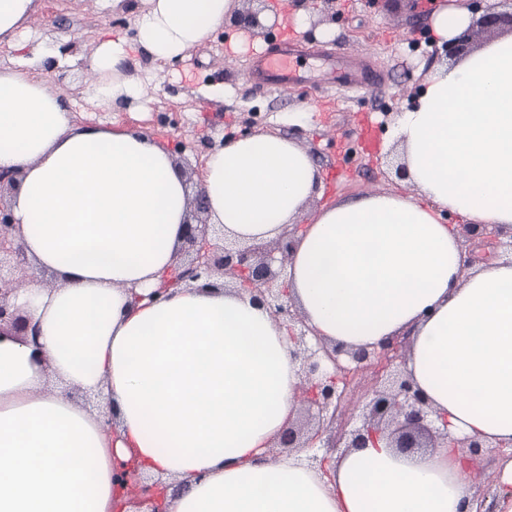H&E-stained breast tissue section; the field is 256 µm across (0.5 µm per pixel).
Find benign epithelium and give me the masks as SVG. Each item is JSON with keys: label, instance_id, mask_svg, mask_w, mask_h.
Returning <instances> with one entry per match:
<instances>
[{"label": "benign epithelium", "instance_id": "benign-epithelium-1", "mask_svg": "<svg viewBox=\"0 0 512 512\" xmlns=\"http://www.w3.org/2000/svg\"><path fill=\"white\" fill-rule=\"evenodd\" d=\"M472 9H484L473 26L447 43L445 55L461 58L473 50V41L480 32L512 31V10L498 11L496 4L482 6L480 0H470ZM237 23L264 36L271 33L265 24L262 10L247 8L238 13ZM470 241L469 263L495 256L499 241L495 234L477 228L475 224L462 225ZM15 220L10 206L0 200V268L25 270L28 259L15 241ZM210 225L200 221L187 225L184 244L191 252L190 259L178 272L164 280L157 294L184 281H197L216 272L237 275L244 287L258 292L256 299L266 305L272 314L288 326L302 322L297 310L286 300L287 289L278 287V280L285 270L292 241H278L272 245L244 248L216 247L209 238ZM14 292L9 282L0 274V330L10 326L16 335L29 332L27 320L16 309H10L7 295ZM334 366L333 373H320L319 352ZM406 342L390 339L373 349L359 348L346 352L348 362L341 363V350L318 348L304 349V373L307 421L298 428L291 427L283 435V448H364L376 441L381 433L387 434L394 447L404 452L435 446L438 439L448 436L447 420L434 415L412 381L402 371ZM374 373L371 398L362 414L347 411L351 392L358 376L365 370ZM113 482L119 489L128 488L140 502L150 506V512H164L162 501L165 490L159 484L142 478L129 462L113 464Z\"/></svg>", "mask_w": 512, "mask_h": 512}]
</instances>
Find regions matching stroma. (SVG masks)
I'll return each mask as SVG.
<instances>
[{"instance_id": "1", "label": "stroma", "mask_w": 512, "mask_h": 512, "mask_svg": "<svg viewBox=\"0 0 512 512\" xmlns=\"http://www.w3.org/2000/svg\"><path fill=\"white\" fill-rule=\"evenodd\" d=\"M281 2L260 4L276 30L264 38L248 32L260 48L239 50L231 39L239 28L225 20L208 40L158 73L146 88L147 111L131 103L92 107L79 120L145 129L192 163L244 129L276 132L309 147L323 178V202L406 191L382 142L396 112L414 103L424 75L443 60L430 24L441 0H292L285 16ZM300 12L309 17L307 28L292 20ZM133 19L130 11L115 22L105 19L94 0H40L33 25L82 57L101 34L130 32ZM284 31L297 42L296 68L304 82L253 85L246 78L253 59L274 49L276 34ZM352 58L367 62L368 85L337 89L330 66Z\"/></svg>"}]
</instances>
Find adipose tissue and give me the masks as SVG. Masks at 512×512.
Masks as SVG:
<instances>
[{
	"label": "adipose tissue",
	"mask_w": 512,
	"mask_h": 512,
	"mask_svg": "<svg viewBox=\"0 0 512 512\" xmlns=\"http://www.w3.org/2000/svg\"><path fill=\"white\" fill-rule=\"evenodd\" d=\"M241 0H140L133 35L97 42L81 99L146 104L125 73L223 26ZM37 0H0V170L33 279L11 302L36 340L0 333V512H113L114 459L177 484L166 512H474L477 481L453 439L512 447V260L466 267L451 214L512 236V33L424 77L385 137L410 193L319 203L309 149L237 137L190 181L152 133L77 120L48 76L58 39ZM238 246L295 227L288 301L311 343L347 350L409 339L404 370L448 435L404 454L382 435L325 465L277 452L302 412L301 353L285 323L231 276L152 292L175 269L193 198ZM103 395L106 412L85 405Z\"/></svg>",
	"instance_id": "1"
}]
</instances>
